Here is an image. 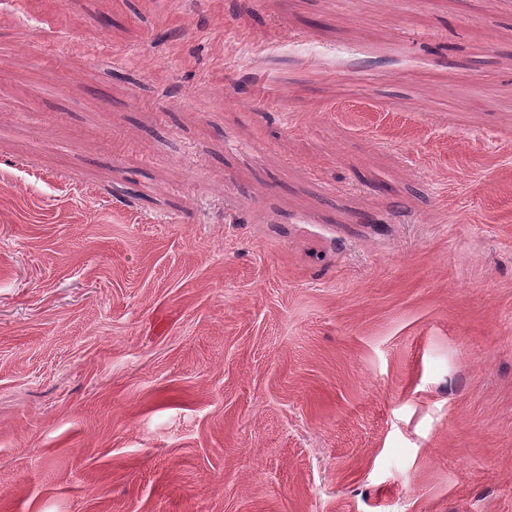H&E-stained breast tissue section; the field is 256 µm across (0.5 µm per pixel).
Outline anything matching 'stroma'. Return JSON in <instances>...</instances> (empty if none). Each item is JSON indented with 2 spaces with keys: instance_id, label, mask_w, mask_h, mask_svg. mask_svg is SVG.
<instances>
[{
  "instance_id": "35a3bbf8",
  "label": "stroma",
  "mask_w": 512,
  "mask_h": 512,
  "mask_svg": "<svg viewBox=\"0 0 512 512\" xmlns=\"http://www.w3.org/2000/svg\"><path fill=\"white\" fill-rule=\"evenodd\" d=\"M0 512H512V0H0Z\"/></svg>"
}]
</instances>
